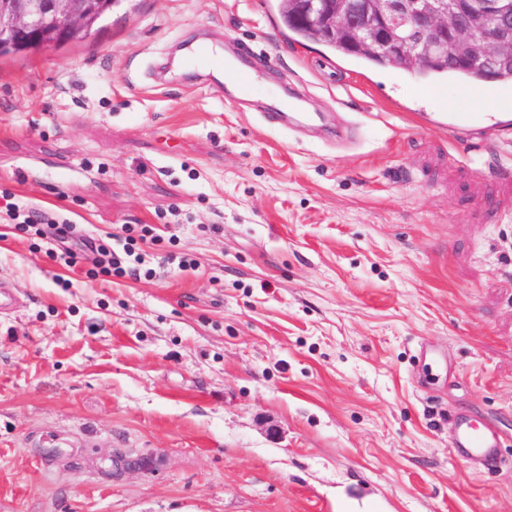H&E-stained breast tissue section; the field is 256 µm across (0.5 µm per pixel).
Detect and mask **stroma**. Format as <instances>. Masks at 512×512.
<instances>
[{"mask_svg":"<svg viewBox=\"0 0 512 512\" xmlns=\"http://www.w3.org/2000/svg\"><path fill=\"white\" fill-rule=\"evenodd\" d=\"M276 16L122 0L0 56V193L154 236L152 276L93 279L0 223V512H512V135L418 118L512 113V86L368 69ZM202 43L272 62L245 93ZM288 97L354 139L266 126ZM462 412L496 463L453 454Z\"/></svg>","mask_w":512,"mask_h":512,"instance_id":"35a3bbf8","label":"stroma"}]
</instances>
